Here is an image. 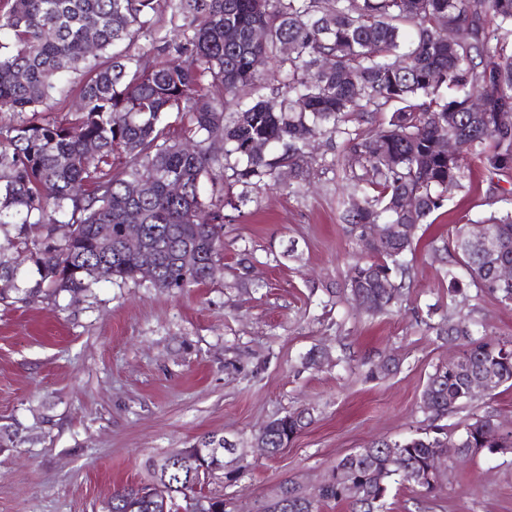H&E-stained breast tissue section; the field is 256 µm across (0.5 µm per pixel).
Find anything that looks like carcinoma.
Segmentation results:
<instances>
[{
  "mask_svg": "<svg viewBox=\"0 0 512 512\" xmlns=\"http://www.w3.org/2000/svg\"><path fill=\"white\" fill-rule=\"evenodd\" d=\"M0 14V286L25 296L58 295L100 280H145L154 288L202 284L223 247L224 208L233 188L259 189L299 178L317 140L345 144L343 220L358 246L365 224L428 223L444 207L448 184L465 188L468 160L489 181L512 173V0H7ZM168 28L157 25L158 12ZM465 29L464 40L448 38ZM94 41L89 51L88 41ZM291 45L293 51L285 52ZM153 52L160 61L141 65ZM271 66L279 109L253 97L260 68ZM81 73L79 107L65 121L42 118L63 79ZM224 95L214 97L211 89ZM477 94L483 109L469 98ZM394 105L385 125L373 115ZM456 120L448 124V115ZM355 121L358 126L350 128ZM455 137V154L437 145ZM263 142L271 155L255 153ZM172 182L182 193L169 191ZM416 199L414 212L401 200ZM358 206H352V201ZM484 220L487 244L458 228L433 246L448 256L451 291L460 271L472 285L512 302V284L492 275L512 263V189ZM126 224L145 228L143 247L159 256L155 274L122 245ZM415 238L349 270L346 288L365 310L398 304L410 276ZM28 255L31 267L12 255ZM396 288L386 292L385 283ZM460 346L458 370L439 365L422 392L437 421L467 401L470 378L489 374L512 387V354L459 320L444 330ZM312 422L302 409L269 422L255 438L274 456ZM512 438L493 416L467 425L454 442L417 436L380 440L343 457L339 474L312 493L288 483L262 512H322L344 502L350 512H382L395 484L429 490L436 456L448 447L492 448ZM223 469L224 457L197 458L183 448L145 462L147 482L118 488L110 512H225L224 495L195 489V472Z\"/></svg>",
  "mask_w": 512,
  "mask_h": 512,
  "instance_id": "cac0c4a2",
  "label": "carcinoma"
}]
</instances>
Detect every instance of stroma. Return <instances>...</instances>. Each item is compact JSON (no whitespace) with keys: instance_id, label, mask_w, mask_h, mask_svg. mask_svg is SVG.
Segmentation results:
<instances>
[{"instance_id":"stroma-1","label":"stroma","mask_w":512,"mask_h":512,"mask_svg":"<svg viewBox=\"0 0 512 512\" xmlns=\"http://www.w3.org/2000/svg\"><path fill=\"white\" fill-rule=\"evenodd\" d=\"M344 181L341 167L314 170L304 188L255 189L225 208L205 283L101 281L54 299L0 300V512H106L148 458L207 434L244 452L227 501L261 512L286 481L314 491L357 449L423 435L422 391L456 351L438 325L462 317L512 342V303L469 285L451 295L431 248L453 225L481 222L497 191L473 167L418 240L401 301L371 315L345 287L362 251L341 221ZM389 357L397 370L370 377ZM303 408L312 422L286 448H254L267 422ZM484 414L512 430V387L449 414V438ZM386 512H512V454L447 459L434 490L396 486Z\"/></svg>"}]
</instances>
